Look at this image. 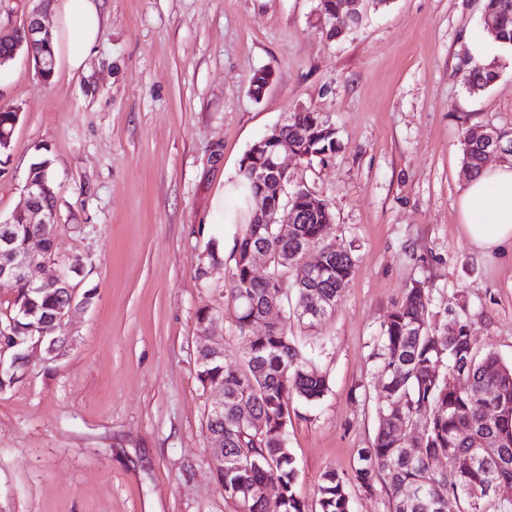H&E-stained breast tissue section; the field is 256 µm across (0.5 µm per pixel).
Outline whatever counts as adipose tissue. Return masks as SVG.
<instances>
[{
	"mask_svg": "<svg viewBox=\"0 0 512 512\" xmlns=\"http://www.w3.org/2000/svg\"><path fill=\"white\" fill-rule=\"evenodd\" d=\"M103 0H53L54 48L70 71L82 70L105 31ZM459 227L479 251H512V160L467 178L458 198Z\"/></svg>",
	"mask_w": 512,
	"mask_h": 512,
	"instance_id": "obj_1",
	"label": "adipose tissue"
}]
</instances>
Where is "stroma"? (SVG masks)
Wrapping results in <instances>:
<instances>
[{"label": "stroma", "mask_w": 512, "mask_h": 512, "mask_svg": "<svg viewBox=\"0 0 512 512\" xmlns=\"http://www.w3.org/2000/svg\"><path fill=\"white\" fill-rule=\"evenodd\" d=\"M316 6L103 0L84 70L56 64L45 83L20 54L0 72V105L21 109L0 216L49 159L56 250L79 257L72 281L90 297L57 359L32 357L0 391V512H234L195 376L198 313L228 361L244 342L206 247L215 238L231 255L241 160L302 109L335 129L336 147L289 161L291 176L330 204L329 239L359 255L334 312L291 327L329 384L289 427L308 512L322 474L350 471L373 439L369 354L415 282L436 311L465 305L476 351L512 364V256L476 252L457 214L464 124L512 129V50L490 56L499 77L473 94L462 50L484 32L481 0H361L360 22L335 39ZM260 70L272 78L257 99Z\"/></svg>", "instance_id": "obj_1"}]
</instances>
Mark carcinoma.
Masks as SVG:
<instances>
[{"label": "carcinoma", "mask_w": 512, "mask_h": 512, "mask_svg": "<svg viewBox=\"0 0 512 512\" xmlns=\"http://www.w3.org/2000/svg\"><path fill=\"white\" fill-rule=\"evenodd\" d=\"M336 2V17L328 4ZM327 36L335 37L356 23L345 18L343 0H318ZM481 10L499 15L492 39L512 49V0H483ZM470 66V90L488 88L498 72L463 50ZM288 146L301 159L333 150L331 138L315 112H295L283 125ZM462 164L468 175L486 163L487 144L462 134ZM242 201L249 205L262 189L239 177ZM288 212L300 223L291 225L288 238L278 236L276 225L249 220L235 239L233 264L224 274L226 298L238 308L235 331L247 346L235 365L225 358L196 357V376L201 386L224 385V413L207 416V429L224 440V470L219 473L224 496L236 512H306L297 492L295 459L288 448V425L297 403H315L328 391L326 375L312 363L307 351L291 334L289 317L272 327H261L264 301L271 291L292 305L297 322L314 326L307 311L315 299H340L347 288L358 255L354 247L333 251L320 236L322 224L333 218L329 204L305 186L281 195ZM12 248L21 251L27 239L39 231L37 224H14ZM263 247L273 254H288V268L271 265V275L259 278L247 267L245 254ZM314 250L317 271L299 263L306 250ZM58 259L54 241L48 240L33 261L37 280L16 283V298L0 311V320L18 318L12 336L0 335V351L10 356L0 372V389L17 382L12 368L25 347L36 342L35 326L46 322L63 305L64 289L51 271ZM381 382L377 428L370 446L358 449L350 472L325 471L317 485L318 512H353L349 488L369 494L382 493L389 512H441L448 499L457 512H512V364L492 352L478 357L465 306L451 315L431 309L430 289L415 282L404 302L395 305L381 324L371 352ZM251 404V420L242 418L240 403ZM491 448L479 454L472 468H456V458L481 445ZM443 460L445 466L435 467ZM274 483L273 499L247 494L251 488Z\"/></svg>", "instance_id": "obj_1"}]
</instances>
